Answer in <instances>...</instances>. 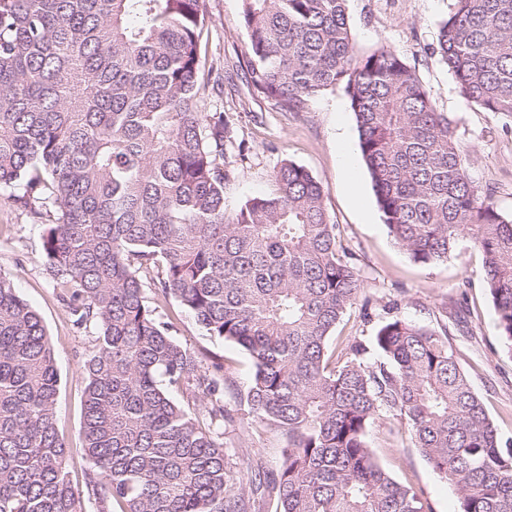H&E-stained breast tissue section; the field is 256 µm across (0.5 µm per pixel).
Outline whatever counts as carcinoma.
<instances>
[{"label": "carcinoma", "mask_w": 512, "mask_h": 512, "mask_svg": "<svg viewBox=\"0 0 512 512\" xmlns=\"http://www.w3.org/2000/svg\"><path fill=\"white\" fill-rule=\"evenodd\" d=\"M348 0H242L250 92L293 112L343 88L390 236L417 263L469 238L512 343V216L470 179L448 115L385 48L354 52ZM202 0H0V192L45 225L46 264L82 364L85 489L67 471L61 379L40 314L0 273V512H429L366 443L385 414L455 486L462 512H512L502 440L448 334L392 318L379 359L329 340L361 290L321 185L284 162L274 189L225 207L222 112L197 105ZM427 51L461 95L512 116V0H454ZM155 281L211 337L250 356L240 402L288 440L269 472L224 448V362L179 343ZM202 395L201 408L171 394Z\"/></svg>", "instance_id": "1"}]
</instances>
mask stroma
<instances>
[{
    "instance_id": "1",
    "label": "stroma",
    "mask_w": 512,
    "mask_h": 512,
    "mask_svg": "<svg viewBox=\"0 0 512 512\" xmlns=\"http://www.w3.org/2000/svg\"><path fill=\"white\" fill-rule=\"evenodd\" d=\"M452 0H349L348 16L355 49L364 54L384 46L415 67L437 111L456 129L466 170L481 191L491 192L498 208L512 214V117L469 105L448 71L426 47L436 37ZM241 0H203L205 25L201 60L222 87L206 85L199 98L204 112L223 110L235 127L234 143L224 147L231 172L226 188L228 210L247 198L271 192V174L282 162L307 168L324 191V206L338 226L342 251L352 254L362 278L356 303L337 324L330 348L349 340L369 342L381 321L401 318L447 332L472 388L484 400L503 438L512 439V345L506 343L486 288L483 255L462 239L447 261L415 262L389 235L364 166L354 114L342 89L311 98L305 109L291 112L274 101L251 95L246 87L247 32ZM361 204H354V197ZM44 221L19 208L0 192V272L38 311L52 340L61 378L59 427L69 448L75 487H83L87 462L81 450L83 378L81 365L95 332L76 328L43 251ZM144 294L162 320L172 323L173 337L208 356L224 360V402L238 409L252 379V362L241 347L208 336L174 300L158 295L153 283ZM367 443L380 464L399 482L412 487L432 512H460L455 487L422 456L406 428L391 417L377 419ZM226 446H245L267 469L282 462L285 438L241 417L224 430Z\"/></svg>"
}]
</instances>
